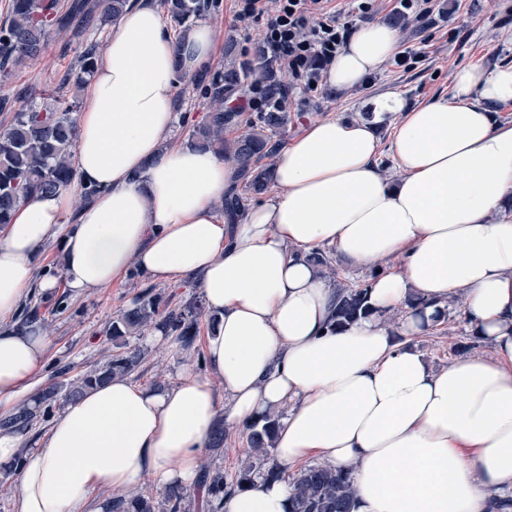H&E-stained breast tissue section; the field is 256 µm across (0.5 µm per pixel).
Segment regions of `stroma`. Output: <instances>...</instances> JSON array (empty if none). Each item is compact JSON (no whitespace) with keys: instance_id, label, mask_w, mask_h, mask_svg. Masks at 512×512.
I'll return each instance as SVG.
<instances>
[{"instance_id":"1","label":"stroma","mask_w":512,"mask_h":512,"mask_svg":"<svg viewBox=\"0 0 512 512\" xmlns=\"http://www.w3.org/2000/svg\"><path fill=\"white\" fill-rule=\"evenodd\" d=\"M433 4V22L426 26L402 16L398 0H372V17L384 19L397 29L400 49L418 52L416 63L404 69L394 61H386L366 87L348 95L332 93L324 85L312 98L300 90L289 89L288 125L282 130L280 141L296 136L308 120L315 117L362 116L371 106L373 97L383 93L399 94L413 105L447 95L455 67L476 60L491 69L512 65V0H433ZM204 18L216 29L214 64H223L230 58L246 60L247 55L233 28L234 0H221L219 10L205 12ZM82 49V42L71 36L51 35L39 60L14 70L9 91L38 98L45 95L83 98V91L61 85L63 76L73 68ZM175 94L182 98L183 104L174 138L184 142L193 128L204 120L209 103L190 84L178 87ZM148 286L164 307L176 306L199 293L195 285L186 281L170 280L151 286L132 273L82 298L72 297L63 286L58 287L51 300L31 294L29 300L39 304L45 321L43 331L50 339L44 368L48 384L76 382L103 363L115 350L109 334L113 319L136 307ZM126 343L145 353L143 363L130 376L131 381L139 385L170 387L187 367L202 376L208 373L202 340H195L189 349L182 347L176 337L167 335L153 340L144 334L130 336ZM410 343L435 368L447 366L458 355L486 351L485 345L468 332L457 302L449 308L448 317L438 332L412 337Z\"/></svg>"}]
</instances>
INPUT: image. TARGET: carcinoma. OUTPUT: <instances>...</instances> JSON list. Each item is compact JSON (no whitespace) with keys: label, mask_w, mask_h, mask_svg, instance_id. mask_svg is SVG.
Wrapping results in <instances>:
<instances>
[{"label":"carcinoma","mask_w":512,"mask_h":512,"mask_svg":"<svg viewBox=\"0 0 512 512\" xmlns=\"http://www.w3.org/2000/svg\"><path fill=\"white\" fill-rule=\"evenodd\" d=\"M129 4L130 0H104L98 11L91 0H70L62 12L57 0H9V21L0 28V72L6 78L14 69L37 59L49 31H70L74 37L83 38L89 31L117 21ZM204 6L216 10L220 7L219 0L204 5L201 0H163L166 19L179 33L197 21ZM98 49V43H87L79 55L78 71L66 73L62 84L86 81L93 74ZM246 80L263 84L273 93L283 88L276 72L258 55L241 63L231 60L213 74L206 68L177 76V82L191 83L200 89L212 106L205 120L192 130L190 142L209 146L220 156L233 159L249 192L258 195L268 188L272 160L280 147L275 137L287 126L288 113L258 112L246 122L244 134L226 138L225 127L236 122L241 113L224 111V94ZM17 101L18 98L8 93L0 94V112L13 113L10 124L0 130V226L9 223L16 206L31 196L67 189L76 179L73 165L79 113L76 101L57 97L51 102L31 99L19 107ZM222 210L232 216L247 212L242 197L235 192L222 202ZM337 291L332 325L343 327L372 313L367 282L348 285L342 281ZM200 315L201 306L195 299L178 307L160 309L152 288L148 287L138 306L112 321V338L120 342L126 336L154 328L179 337L189 346L199 332ZM141 360L142 352L138 348L119 352L64 390L56 384L47 387L41 393L40 404L51 407L61 392L66 399L76 400L96 384L129 375ZM280 419L281 415L270 414L246 426L248 458L235 473L229 475L220 467L210 466L203 470L202 486L211 512H219L225 495L247 488L257 477L283 479L284 469L273 454ZM33 421V412L22 405L0 419V428L30 427ZM291 501V512H352L350 475L324 462L304 468L292 478ZM190 505V495L180 486L166 489L160 500L139 490L112 498V512H190Z\"/></svg>","instance_id":"obj_1"}]
</instances>
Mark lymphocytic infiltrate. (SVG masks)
<instances>
[{"instance_id":"obj_1","label":"lymphocytic infiltrate","mask_w":512,"mask_h":512,"mask_svg":"<svg viewBox=\"0 0 512 512\" xmlns=\"http://www.w3.org/2000/svg\"><path fill=\"white\" fill-rule=\"evenodd\" d=\"M321 0H236V30L244 42L259 40L263 56L287 73L293 86L317 92L320 73L346 45L354 20L322 11Z\"/></svg>"}]
</instances>
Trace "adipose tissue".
I'll list each match as a JSON object with an SVG mask.
<instances>
[{
	"label": "adipose tissue",
	"mask_w": 512,
	"mask_h": 512,
	"mask_svg": "<svg viewBox=\"0 0 512 512\" xmlns=\"http://www.w3.org/2000/svg\"><path fill=\"white\" fill-rule=\"evenodd\" d=\"M215 36L203 21L173 36L152 0L113 24L78 117L77 179L95 195L77 209L71 191L39 195L0 227V412L38 408L48 340L10 319L59 279L76 296L133 267L195 282L217 318L209 373L163 389L114 378L65 403L37 448L1 429L15 512H109L108 492L148 473L161 489L193 486L217 424L277 411L278 462L350 470L353 512H496L512 499V66L459 67L450 95L416 107L380 96L369 121L309 120L280 147L272 194L229 224L215 205L233 166L173 140L178 72L211 62ZM398 46L396 29L357 22L329 87L361 86ZM389 112L394 182L379 170ZM56 237L60 277L38 278ZM324 250L372 271L371 314L340 329L312 260ZM457 299L488 351L432 368L405 339L435 331ZM290 497L287 481L259 478L222 512H289Z\"/></svg>",
	"instance_id": "adipose-tissue-1"
}]
</instances>
